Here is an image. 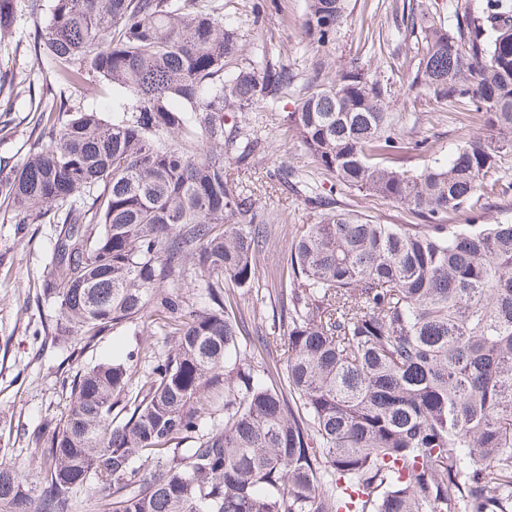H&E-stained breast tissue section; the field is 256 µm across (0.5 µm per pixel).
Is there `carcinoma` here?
I'll list each match as a JSON object with an SVG mask.
<instances>
[{
	"label": "carcinoma",
	"mask_w": 512,
	"mask_h": 512,
	"mask_svg": "<svg viewBox=\"0 0 512 512\" xmlns=\"http://www.w3.org/2000/svg\"><path fill=\"white\" fill-rule=\"evenodd\" d=\"M17 5L0 0V36ZM45 6L24 0L31 15ZM47 7L30 44L46 71L40 129L23 163L0 164L12 219L56 225L37 297L56 307L47 335L82 353L150 318L173 342L141 374L78 370L67 414L30 448L39 482L0 463V512H78L92 483L112 512H512V224L476 223L512 194V0H463L451 27L411 16L410 89L470 105L482 128L446 162L386 164L405 148L400 117L356 66L280 118L341 187L423 223L338 210L280 161L273 176L322 213L276 273L279 314L255 329L284 349L259 366L226 286L264 301L271 224L241 173L268 142L226 130L224 113L272 110L295 74L262 54L224 76L242 52L224 0ZM344 12L308 0L301 32L322 47ZM93 90L112 94V121L83 106ZM16 95L0 75V112ZM454 212L469 223H445Z\"/></svg>",
	"instance_id": "obj_1"
}]
</instances>
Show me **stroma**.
I'll list each match as a JSON object with an SVG mask.
<instances>
[{"label": "stroma", "instance_id": "1", "mask_svg": "<svg viewBox=\"0 0 512 512\" xmlns=\"http://www.w3.org/2000/svg\"><path fill=\"white\" fill-rule=\"evenodd\" d=\"M308 0H224L227 20L237 26L244 51L227 61L225 74L234 73L242 59L267 54L288 66L296 79L274 110L228 112L226 125L261 127L270 148L257 163L258 175L273 171L280 158L305 167L323 190L331 191L338 208L378 224H411L415 218L398 204L336 186L331 175L307 158L295 137L279 128L281 113L294 111L306 86L315 75V64L326 73L359 66L386 88L390 111L402 114L400 131L405 141L427 139L424 151L408 150L405 168L420 169L449 152L471 129L466 110L451 100L437 101L415 95L409 88L417 68L419 33L407 23L414 14L440 15L453 21L456 0H345V18L333 40L322 47L304 41L299 22ZM36 21L19 17L11 35L0 41V73L8 74L19 94L11 112L0 116V159L22 163L38 119L32 112L28 86L41 83L42 75L33 53L19 47ZM270 241L259 261L267 288H277L275 273L285 260L297 225L315 223L319 211L302 195L278 191L268 200ZM54 242L50 224H18L10 211L0 207V462L38 478L40 467L29 454L34 432L50 431L69 403L70 389L64 377L83 364L126 354L141 344L162 353L171 346L168 336L155 326L113 329L94 350L72 358L69 347L53 343L44 330L54 318V307L38 302L47 275L46 262Z\"/></svg>", "mask_w": 512, "mask_h": 512}]
</instances>
